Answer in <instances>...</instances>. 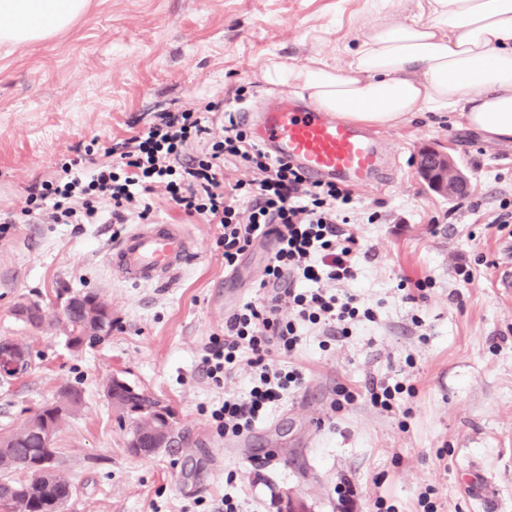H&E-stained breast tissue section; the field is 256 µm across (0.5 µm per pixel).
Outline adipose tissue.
Wrapping results in <instances>:
<instances>
[{"instance_id": "adipose-tissue-1", "label": "adipose tissue", "mask_w": 512, "mask_h": 512, "mask_svg": "<svg viewBox=\"0 0 512 512\" xmlns=\"http://www.w3.org/2000/svg\"><path fill=\"white\" fill-rule=\"evenodd\" d=\"M89 0H0V46L22 47L67 32ZM380 20L348 48L339 68L315 58L273 57L260 77L336 118L393 128L429 112L492 142L512 141V0H422L416 19Z\"/></svg>"}]
</instances>
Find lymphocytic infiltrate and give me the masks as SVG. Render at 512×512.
<instances>
[{"mask_svg":"<svg viewBox=\"0 0 512 512\" xmlns=\"http://www.w3.org/2000/svg\"><path fill=\"white\" fill-rule=\"evenodd\" d=\"M193 138L206 147L188 158L184 150ZM231 160L251 170L253 179L225 187L224 166ZM159 189L185 217L218 225L225 268H235L258 240L276 244L258 297L225 317L223 335L210 337L201 359L219 385L250 370L247 392H225L211 413L219 433L237 437L305 385L292 360L306 328L329 344L348 335L351 325L377 318L359 295L341 288L358 278L359 242L349 226L353 191L309 180L299 167L264 151L236 120L225 124L218 140L193 113L165 110L145 132L104 148L89 164L62 165L53 180L31 190L21 215L95 224L105 199L113 223L144 224L153 212L148 197Z\"/></svg>","mask_w":512,"mask_h":512,"instance_id":"lymphocytic-infiltrate-1","label":"lymphocytic infiltrate"}]
</instances>
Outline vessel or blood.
I'll list each match as a JSON object with an SVG mask.
<instances>
[{
  "mask_svg": "<svg viewBox=\"0 0 512 512\" xmlns=\"http://www.w3.org/2000/svg\"><path fill=\"white\" fill-rule=\"evenodd\" d=\"M245 122L273 156L298 166L310 179H337L352 187L387 181L382 146L363 129L321 108L280 99L274 110ZM185 225L167 221L136 225L109 255L114 272L136 285L168 281L194 253Z\"/></svg>",
  "mask_w": 512,
  "mask_h": 512,
  "instance_id": "1",
  "label": "vessel or blood"
}]
</instances>
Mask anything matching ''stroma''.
<instances>
[{"mask_svg": "<svg viewBox=\"0 0 512 512\" xmlns=\"http://www.w3.org/2000/svg\"><path fill=\"white\" fill-rule=\"evenodd\" d=\"M378 14L372 0H90L87 14L53 40L0 47V214L20 212L30 190L59 166L142 130L154 113L211 102L261 112L280 99L259 79L271 55L302 64H345L346 48ZM243 100H236V93ZM394 181L355 192L360 243L356 285L376 321L322 348L306 335L297 356L305 387L289 394L228 447L211 421L225 390L245 392L247 373L218 387L202 373L210 336L255 298L269 251L253 245L224 268L217 225L185 222L197 255L167 285H133L107 264L126 225H13L0 237V339L27 344L28 371L0 376V436L19 429L65 386L84 400L55 437V464L72 484L64 512H212L224 494L242 512H281L285 492L310 512H512V265L508 232L493 226L512 200V142L490 143L450 117L429 114L379 132ZM448 151L468 178L448 198L432 191L414 158ZM473 277L463 280L459 266ZM433 283L411 304L400 286ZM93 292L112 310V334L67 348L59 294ZM35 301L48 317L16 315ZM117 376L173 412L176 449L141 459L128 419L107 401ZM389 376L412 384L393 411L375 408L365 385ZM357 394L336 409L339 387Z\"/></svg>", "mask_w": 512, "mask_h": 512, "instance_id": "obj_1", "label": "stroma"}]
</instances>
